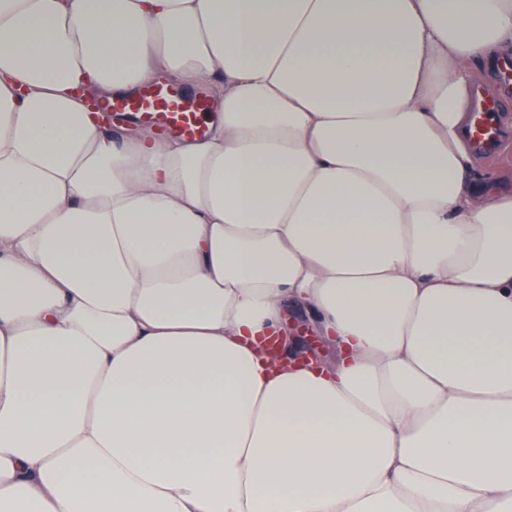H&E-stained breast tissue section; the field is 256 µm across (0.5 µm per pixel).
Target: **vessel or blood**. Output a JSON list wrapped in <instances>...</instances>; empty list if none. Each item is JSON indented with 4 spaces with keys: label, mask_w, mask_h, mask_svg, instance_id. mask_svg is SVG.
<instances>
[{
    "label": "vessel or blood",
    "mask_w": 512,
    "mask_h": 512,
    "mask_svg": "<svg viewBox=\"0 0 512 512\" xmlns=\"http://www.w3.org/2000/svg\"><path fill=\"white\" fill-rule=\"evenodd\" d=\"M109 108L188 138H201L207 132L202 101L174 93L166 87H154L138 97L113 101ZM498 111L496 95L482 88L474 91L467 130L474 150L480 154L492 156L502 147Z\"/></svg>",
    "instance_id": "b4317fda"
}]
</instances>
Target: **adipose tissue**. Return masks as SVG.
<instances>
[{"label":"adipose tissue","mask_w":512,"mask_h":512,"mask_svg":"<svg viewBox=\"0 0 512 512\" xmlns=\"http://www.w3.org/2000/svg\"><path fill=\"white\" fill-rule=\"evenodd\" d=\"M511 57L512 0H0V512H512ZM161 80L206 138H113ZM500 99L506 103L501 112H499ZM500 99L484 88L476 89L473 93L467 130L473 149L480 154L493 156L502 147V134L497 113L508 136L512 137V86L507 91L500 92ZM476 170L482 180L490 179H512V149L509 159L501 162L488 160L476 153Z\"/></svg>","instance_id":"obj_1"}]
</instances>
